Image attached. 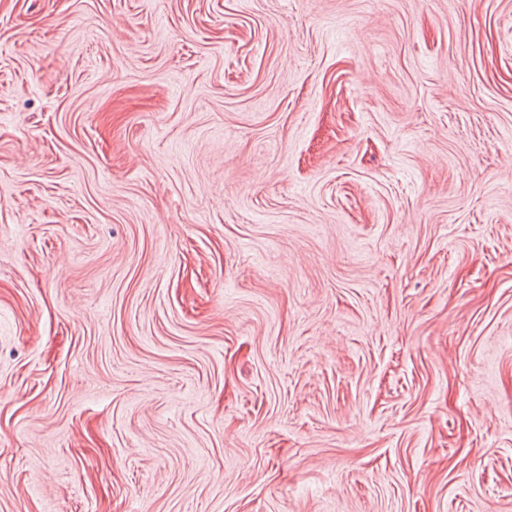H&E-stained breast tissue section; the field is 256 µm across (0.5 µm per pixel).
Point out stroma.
I'll return each instance as SVG.
<instances>
[{
  "label": "stroma",
  "instance_id": "1",
  "mask_svg": "<svg viewBox=\"0 0 512 512\" xmlns=\"http://www.w3.org/2000/svg\"><path fill=\"white\" fill-rule=\"evenodd\" d=\"M0 512H512V0H0Z\"/></svg>",
  "mask_w": 512,
  "mask_h": 512
}]
</instances>
